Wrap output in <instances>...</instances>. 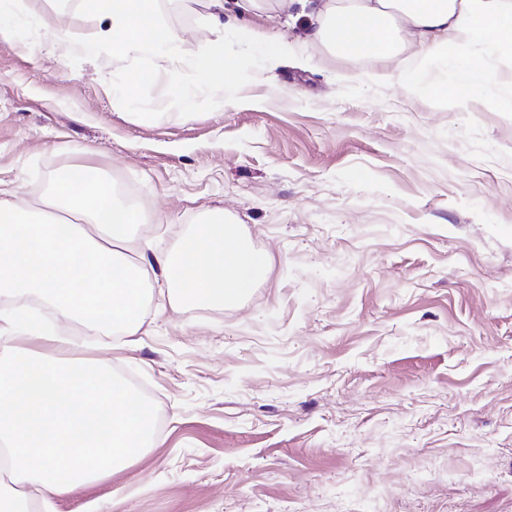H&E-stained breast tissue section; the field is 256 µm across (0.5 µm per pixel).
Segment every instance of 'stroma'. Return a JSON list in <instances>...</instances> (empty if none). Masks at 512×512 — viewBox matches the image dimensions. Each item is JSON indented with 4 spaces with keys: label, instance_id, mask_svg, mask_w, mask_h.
<instances>
[{
    "label": "stroma",
    "instance_id": "35a3bbf8",
    "mask_svg": "<svg viewBox=\"0 0 512 512\" xmlns=\"http://www.w3.org/2000/svg\"><path fill=\"white\" fill-rule=\"evenodd\" d=\"M198 0H159L182 62ZM241 68L235 104L159 107L135 65L0 46V189L51 172L133 184L174 251L223 211L269 266L221 306L152 291L137 335L79 337L155 408L156 447L56 512H512V105L405 88L410 53ZM150 113L142 122L138 113Z\"/></svg>",
    "mask_w": 512,
    "mask_h": 512
}]
</instances>
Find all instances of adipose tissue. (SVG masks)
<instances>
[{"instance_id": "adipose-tissue-1", "label": "adipose tissue", "mask_w": 512, "mask_h": 512, "mask_svg": "<svg viewBox=\"0 0 512 512\" xmlns=\"http://www.w3.org/2000/svg\"><path fill=\"white\" fill-rule=\"evenodd\" d=\"M98 22L89 35L75 33L63 13L37 12L29 0H0V45L34 52L58 45L88 54L107 45L114 56L146 58L150 65L127 73L112 95L133 103L132 91L151 80L153 61L176 55L182 38L163 23L157 0H82ZM309 19L307 41L336 56L395 59L414 49L406 88L436 104L463 106L491 81L487 58L512 54V0H296ZM206 29L186 83L167 70V93L185 107L207 99L223 105L234 97L227 74L237 68L220 32L239 15L266 9V0H206ZM35 29L24 42L19 25ZM47 210L33 211L17 192L0 198V339L43 336L47 330L30 303L52 304L59 319L126 336L137 333L152 281L163 276L175 288L176 305H224L247 295L269 263L235 237L223 219L196 225L171 256L150 263L147 254L125 252L127 233L141 216L117 196L99 171L90 179L53 183ZM78 342L62 338L46 356L0 346V512H29L40 502L52 512L56 498L80 493L139 458L157 435L150 402L98 361L75 358Z\"/></svg>"}]
</instances>
